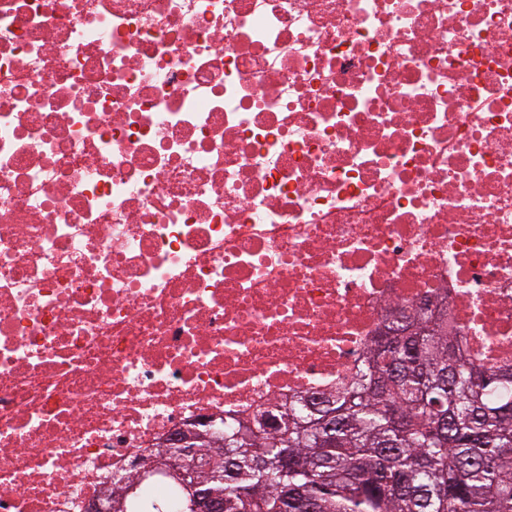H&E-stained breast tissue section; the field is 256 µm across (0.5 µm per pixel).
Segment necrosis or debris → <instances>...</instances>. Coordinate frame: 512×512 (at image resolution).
I'll return each instance as SVG.
<instances>
[{"mask_svg": "<svg viewBox=\"0 0 512 512\" xmlns=\"http://www.w3.org/2000/svg\"><path fill=\"white\" fill-rule=\"evenodd\" d=\"M422 309L512 367V0H0V512Z\"/></svg>", "mask_w": 512, "mask_h": 512, "instance_id": "necrosis-or-debris-1", "label": "necrosis or debris"}]
</instances>
